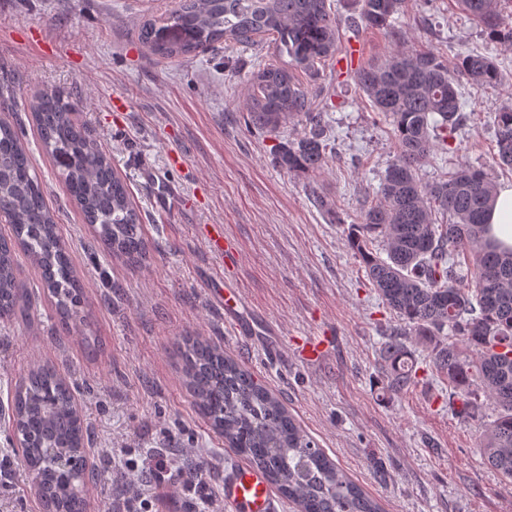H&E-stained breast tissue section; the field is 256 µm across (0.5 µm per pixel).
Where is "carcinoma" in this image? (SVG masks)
I'll list each match as a JSON object with an SVG mask.
<instances>
[{
	"mask_svg": "<svg viewBox=\"0 0 512 512\" xmlns=\"http://www.w3.org/2000/svg\"><path fill=\"white\" fill-rule=\"evenodd\" d=\"M356 25L391 29L405 0H357ZM459 8L512 49V25L503 24L499 0H456ZM271 35L291 64L253 73L246 108L251 122L277 127L288 117L310 126L295 141L274 148L278 166L308 172L327 163L323 108L296 78L292 65L311 77L339 52L340 23L327 0H178L162 25L146 22L140 39L160 59L187 57L221 44L249 43ZM373 108L388 118L395 155L377 200L347 242L361 257L372 287L394 313L397 326L381 348L388 388H409L418 360L402 337H421L429 366L448 378L455 416L474 424L484 460L512 483V248L498 245L486 223L496 185L463 165L448 178L423 181L421 166L462 124V83L496 86L502 74L488 56L467 54L451 63L434 49L398 53L354 74ZM46 152L61 170L84 220L112 255L131 263L146 256L142 225L126 182L75 118L68 92L45 89L30 102ZM498 163L512 167V105L494 119ZM22 128L0 117V215L11 226L0 236V318L27 315L15 255L22 250L56 299L66 325L78 316L82 291L58 233L45 190L24 145ZM383 239L385 255L368 248ZM183 375L211 427L239 455L264 472L300 512H382L308 436L279 400L218 344L189 337L178 346ZM76 387L50 366L30 370L13 403L25 466L41 477L44 512H82V491L95 477L86 469L87 427L74 400ZM495 408L483 412L480 397Z\"/></svg>",
	"mask_w": 512,
	"mask_h": 512,
	"instance_id": "cac0c4a2",
	"label": "carcinoma"
}]
</instances>
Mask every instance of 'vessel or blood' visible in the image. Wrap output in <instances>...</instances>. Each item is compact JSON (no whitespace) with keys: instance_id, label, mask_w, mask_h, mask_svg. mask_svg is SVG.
Masks as SVG:
<instances>
[{"instance_id":"1","label":"vessel or blood","mask_w":512,"mask_h":512,"mask_svg":"<svg viewBox=\"0 0 512 512\" xmlns=\"http://www.w3.org/2000/svg\"><path fill=\"white\" fill-rule=\"evenodd\" d=\"M155 199L158 208L169 216L188 205L187 194L166 182L159 183ZM205 237L211 251L216 254L229 256L236 249L234 242L225 239L222 225L206 226ZM209 300L223 312L225 320L233 324L236 335H245V328L238 322L244 298L237 286L224 282L212 285ZM330 344L331 339L327 336H303L296 343V351L303 360L314 362L324 355ZM224 502L232 512H281L280 501L264 473L249 465L236 467L225 475Z\"/></svg>"}]
</instances>
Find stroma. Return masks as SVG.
<instances>
[{"mask_svg":"<svg viewBox=\"0 0 512 512\" xmlns=\"http://www.w3.org/2000/svg\"><path fill=\"white\" fill-rule=\"evenodd\" d=\"M328 2L341 24V50L359 44L362 65L427 46L452 62L469 53L491 57L504 84L463 86L464 123L451 149L432 154L422 174L435 182L465 164L497 185L512 184V169L494 163L493 124L512 101V50L490 41L454 0H406L396 31L360 33L346 24L353 0ZM175 3L0 0V85L13 92L84 298L76 330L65 332L37 270L20 260L31 308L25 318L0 319V407L31 367L54 366L77 386L75 404L91 435L87 463L101 474L85 487L84 512H113L135 490L152 496V512H223L224 476L242 459L196 407L177 352L182 337L201 336L283 400L384 512H512V486L483 460L474 429L452 415L447 380L422 370L413 386L395 392L380 368L396 320L349 247L347 227L375 198L394 156L389 120L336 66L323 67L316 80L300 75L324 105L328 162L314 172L282 170L273 148L304 135V121L271 131L243 118L251 72L280 61L274 39L158 59L142 46L139 29ZM51 88L81 101L80 121L127 182L147 242L144 265L116 258L95 238L42 151L29 101L34 90ZM157 180L180 185L189 209L164 217ZM321 195L328 207L318 205ZM203 224L223 225L236 254L211 255L199 235ZM219 273L242 288L245 319L275 324L286 343L330 335L333 348L308 364L239 342L207 302L206 288ZM158 453L174 468L202 469L209 500L191 499L179 481L154 492L142 471L127 467ZM0 459L11 464L0 483V512H43L4 420Z\"/></svg>","mask_w":512,"mask_h":512,"instance_id":"1","label":"stroma"}]
</instances>
